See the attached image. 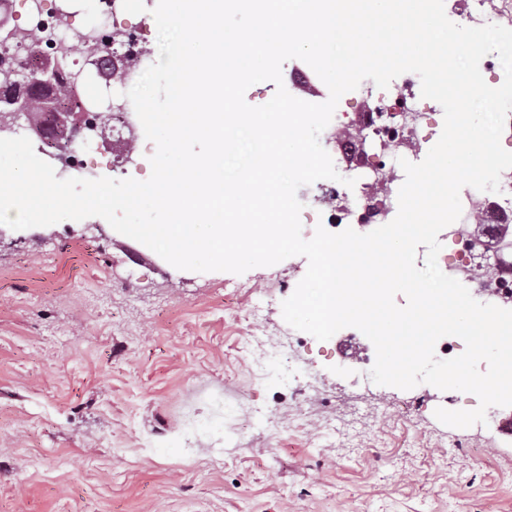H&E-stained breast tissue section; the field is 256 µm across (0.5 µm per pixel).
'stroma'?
Listing matches in <instances>:
<instances>
[{"mask_svg": "<svg viewBox=\"0 0 512 512\" xmlns=\"http://www.w3.org/2000/svg\"><path fill=\"white\" fill-rule=\"evenodd\" d=\"M155 145L93 156L146 180ZM293 256L237 275L173 267L103 218L0 234V512H512V409L468 428L437 408L478 398L355 383L337 338L294 330ZM350 426L345 447L327 422ZM286 348H288V346H281L280 349L274 352V355L285 357L286 362L288 363L286 365V370L288 371L289 383L291 380V384L299 386L301 390L315 387V384L317 383L316 375L313 374L310 370H304L292 363L288 358ZM301 376L303 377V382L300 381Z\"/></svg>", "mask_w": 512, "mask_h": 512, "instance_id": "1", "label": "stroma"}]
</instances>
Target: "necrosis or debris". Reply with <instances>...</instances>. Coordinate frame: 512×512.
<instances>
[{
  "label": "necrosis or debris",
  "mask_w": 512,
  "mask_h": 512,
  "mask_svg": "<svg viewBox=\"0 0 512 512\" xmlns=\"http://www.w3.org/2000/svg\"><path fill=\"white\" fill-rule=\"evenodd\" d=\"M24 26L6 53L14 66L33 69L38 56L68 58L75 47L95 46L127 56L130 75L117 78L121 90H129L146 68V46L151 29L146 22L121 28L117 22L124 11L123 0H96V19L89 27L72 30L65 0H22ZM417 74L404 79L403 92L372 93L364 89L357 98L337 111L329 128L323 131L324 145L338 153L354 157L364 175L353 191L341 185L317 184L313 206L329 224H372L388 220L398 210V192L403 180L398 173L400 159L417 157L434 134L432 123L436 108L417 105ZM462 213L448 227V245L444 255L450 277L469 288L475 296L512 294V267H501L478 256L479 244L473 239L477 223L491 226L512 223V168L500 176L496 194L464 187L460 192Z\"/></svg>",
  "instance_id": "obj_1"
}]
</instances>
